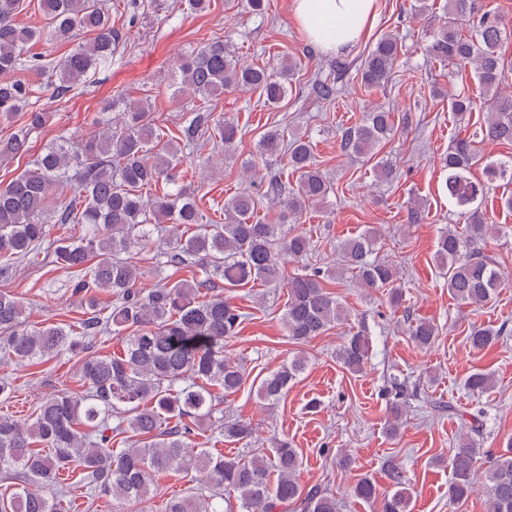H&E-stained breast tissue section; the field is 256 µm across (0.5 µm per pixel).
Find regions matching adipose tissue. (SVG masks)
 <instances>
[{
    "instance_id": "1",
    "label": "adipose tissue",
    "mask_w": 512,
    "mask_h": 512,
    "mask_svg": "<svg viewBox=\"0 0 512 512\" xmlns=\"http://www.w3.org/2000/svg\"><path fill=\"white\" fill-rule=\"evenodd\" d=\"M379 0H294V14L309 41L324 52L356 43L374 21Z\"/></svg>"
}]
</instances>
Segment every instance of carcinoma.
I'll list each match as a JSON object with an SVG mask.
<instances>
[{"instance_id": "cac0c4a2", "label": "carcinoma", "mask_w": 512, "mask_h": 512, "mask_svg": "<svg viewBox=\"0 0 512 512\" xmlns=\"http://www.w3.org/2000/svg\"><path fill=\"white\" fill-rule=\"evenodd\" d=\"M50 27L41 31L20 27L15 16L23 0H0V119L21 113L24 122L0 140V160L28 153L30 134L42 128L49 113L31 106L33 85L16 77L20 71L48 72L56 77L53 96L62 97L87 82L99 69L112 65L119 42L129 32L112 29L109 8L100 0H38ZM447 18L428 34L431 58L458 65L460 89L448 95L450 111L459 118L475 110L469 83L484 99V124L448 149L444 168L451 212L463 225L444 228L437 239L436 258L445 270L448 293L460 304L477 309L493 300L508 277L485 252L487 238L499 232L489 222L483 204L490 185L512 184V156L484 157L478 139L512 144V96L502 88L512 78V62L504 47L512 28L491 12L480 11L475 0H448ZM467 22L471 35L460 34ZM73 43L58 63L27 49L36 39ZM399 57L397 37L385 35L361 61L356 75L367 88L387 83ZM297 62L281 61L275 69L246 66L224 42L206 43L181 56L180 85L174 97L206 100L226 88L247 87L260 92L267 104H278L288 93ZM311 95L327 101L336 97V84L315 74ZM93 131L79 140H64L44 148L34 163L0 189V277L33 260L43 246L53 249L55 266L76 276L72 295L84 308L77 325L30 324L20 298L0 292V353L21 363L47 361L80 351L77 368L80 393L62 392L43 399L26 419L0 417V475L15 480L14 492L0 498V512H63V475L79 474L88 494L109 497L120 510L127 502H144L152 495L157 474L176 470L193 475L195 485L171 499L165 512H233L224 505V491L236 493L239 512H278L294 505L299 512H337L336 498L318 487L303 489L297 473L302 459L286 439L249 460L193 441L194 427L209 423L232 442L248 440L250 423L231 416L214 417L217 387L229 397L247 380L243 364L224 354V342L236 336L246 315L230 293L250 284L284 285L288 302L284 326L293 339L304 342L346 318L339 299L323 283L324 272L285 276L282 257L308 253L305 233L281 231L295 224L310 207L326 202L332 186L317 166L311 136L299 130L286 136L271 129L261 137L259 157L243 168L263 188L242 191L224 200V223L216 224L198 203V190L178 170L183 150L207 132L228 149L242 128L230 117L186 105L178 136L164 139L149 108L135 100L112 101V116L95 113ZM396 129L395 116L379 105L366 107L360 118L338 127L341 149L355 157H376ZM287 145L290 183L268 168V157ZM482 168L486 181L472 179ZM278 207V223L256 218L260 200ZM83 224L84 235L51 238L52 226ZM170 235L163 237L164 225ZM378 240L366 230L338 249L339 274H352L362 288H383L390 302L402 297L397 266L374 256ZM156 247V287H138L144 271L135 261L143 250ZM196 268L192 279L174 281L168 268ZM112 300L102 305L97 293ZM124 336L123 352L102 355L92 341L104 334ZM501 331L473 324L466 342L484 350L500 339ZM409 336L419 347L438 337L433 322L418 319ZM369 354V331L362 326L348 336L336 358L349 372L363 371ZM307 359L296 355L263 377L257 392L276 403L304 372ZM466 386L473 393L494 387L493 375L482 369L470 373ZM116 425H111L112 420ZM125 435L123 448H112L107 432ZM480 424L459 438L451 459L448 500L469 497L478 480L481 454ZM386 477L392 491L381 494L364 477L354 496L379 503V512H410V495L403 469L388 461ZM40 484L43 494L28 490ZM486 512H512V443L490 461L482 481Z\"/></svg>"}]
</instances>
